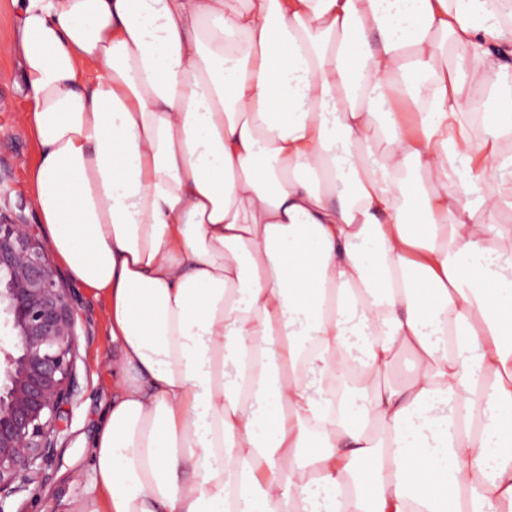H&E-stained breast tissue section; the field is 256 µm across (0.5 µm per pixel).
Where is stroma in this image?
I'll return each instance as SVG.
<instances>
[{"label":"stroma","mask_w":512,"mask_h":512,"mask_svg":"<svg viewBox=\"0 0 512 512\" xmlns=\"http://www.w3.org/2000/svg\"><path fill=\"white\" fill-rule=\"evenodd\" d=\"M14 14L11 0H0V210L24 223L37 221L29 190V172L38 161V146L23 121L26 100L20 90L21 69L10 50ZM62 279L77 298L81 317L77 379L80 395L68 415V428L58 444L55 467L42 487L9 500L11 512H65L89 489L90 456L85 439L94 431L98 413L112 404V358L105 310L71 277Z\"/></svg>","instance_id":"obj_1"}]
</instances>
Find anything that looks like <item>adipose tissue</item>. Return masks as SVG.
I'll use <instances>...</instances> for the list:
<instances>
[{
  "instance_id": "adipose-tissue-1",
  "label": "adipose tissue",
  "mask_w": 512,
  "mask_h": 512,
  "mask_svg": "<svg viewBox=\"0 0 512 512\" xmlns=\"http://www.w3.org/2000/svg\"><path fill=\"white\" fill-rule=\"evenodd\" d=\"M12 6L117 350L71 512H512V0Z\"/></svg>"
}]
</instances>
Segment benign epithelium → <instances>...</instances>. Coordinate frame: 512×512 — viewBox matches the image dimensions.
Masks as SVG:
<instances>
[{"label":"benign epithelium","mask_w":512,"mask_h":512,"mask_svg":"<svg viewBox=\"0 0 512 512\" xmlns=\"http://www.w3.org/2000/svg\"><path fill=\"white\" fill-rule=\"evenodd\" d=\"M0 512L49 479L77 398L79 313L48 245L0 212Z\"/></svg>","instance_id":"1"}]
</instances>
